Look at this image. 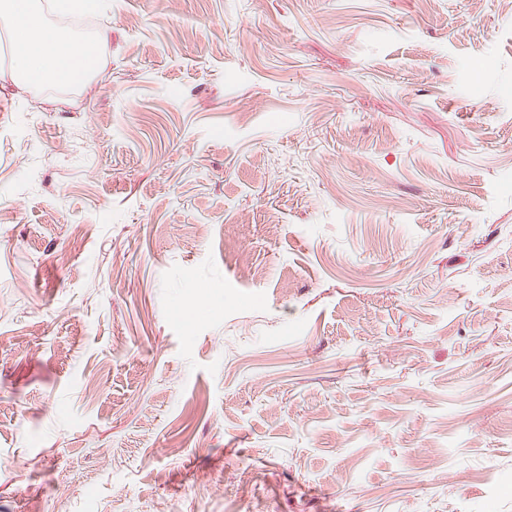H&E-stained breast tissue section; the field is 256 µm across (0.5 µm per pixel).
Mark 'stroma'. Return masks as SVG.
I'll use <instances>...</instances> for the list:
<instances>
[{"instance_id": "1", "label": "stroma", "mask_w": 512, "mask_h": 512, "mask_svg": "<svg viewBox=\"0 0 512 512\" xmlns=\"http://www.w3.org/2000/svg\"><path fill=\"white\" fill-rule=\"evenodd\" d=\"M91 39L0 70V512H512V0Z\"/></svg>"}]
</instances>
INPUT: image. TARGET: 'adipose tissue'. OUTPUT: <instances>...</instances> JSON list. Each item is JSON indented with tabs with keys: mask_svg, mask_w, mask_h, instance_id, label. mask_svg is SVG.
I'll use <instances>...</instances> for the list:
<instances>
[{
	"mask_svg": "<svg viewBox=\"0 0 512 512\" xmlns=\"http://www.w3.org/2000/svg\"><path fill=\"white\" fill-rule=\"evenodd\" d=\"M0 26L11 34L10 68L21 85L68 83L91 70L81 44L36 21L33 0H0Z\"/></svg>",
	"mask_w": 512,
	"mask_h": 512,
	"instance_id": "ef3b65f1",
	"label": "adipose tissue"
}]
</instances>
